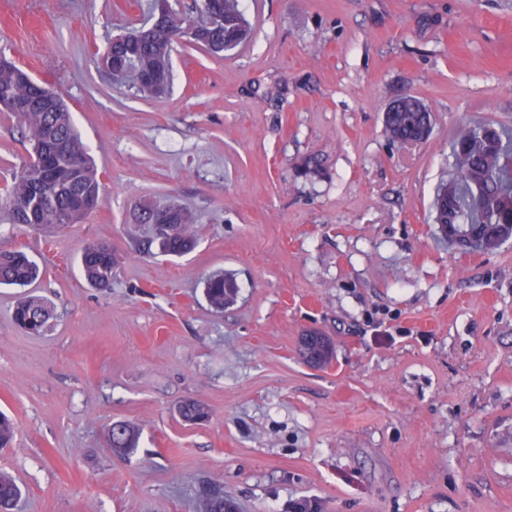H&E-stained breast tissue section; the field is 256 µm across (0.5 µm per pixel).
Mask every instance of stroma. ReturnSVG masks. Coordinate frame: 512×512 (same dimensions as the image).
Here are the masks:
<instances>
[{
  "instance_id": "1",
  "label": "stroma",
  "mask_w": 512,
  "mask_h": 512,
  "mask_svg": "<svg viewBox=\"0 0 512 512\" xmlns=\"http://www.w3.org/2000/svg\"><path fill=\"white\" fill-rule=\"evenodd\" d=\"M250 44L172 53L154 99L100 68L128 0H0V51L67 104L104 193L82 223L0 216L41 269L0 287V470L14 512H512V239L438 237L432 207L469 124L512 130V0H246ZM434 127L392 143L393 100ZM0 112V186L29 159ZM196 215L197 243L149 256L147 201ZM111 244L112 284L79 259ZM237 296L215 311L207 278ZM25 297L42 334L13 319ZM333 348L309 364L302 336ZM196 400L205 419L180 405ZM140 429L112 456L106 427ZM41 316L40 329L38 332H41L44 328L47 320L49 319V311L38 301L35 300H25L20 302L14 313V319L16 323L24 329L26 322L31 317ZM21 495V489L15 478L0 471V512H9Z\"/></svg>"
}]
</instances>
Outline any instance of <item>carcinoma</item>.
Listing matches in <instances>:
<instances>
[{
    "mask_svg": "<svg viewBox=\"0 0 512 512\" xmlns=\"http://www.w3.org/2000/svg\"><path fill=\"white\" fill-rule=\"evenodd\" d=\"M205 21L183 25L173 22L169 27L155 29L144 24L122 35L119 42L109 41V53L100 57L103 65L121 59L129 67L119 76L130 75L133 88L145 98L164 93L171 81V53L174 44L186 38L212 53L232 50L251 36V26L241 8V0H203ZM20 102L25 108L17 113L29 135L32 148L40 151V163H28L21 174L4 188L0 210L8 213L13 224H78L88 212H78L75 205L82 199L98 204L103 187L88 157L80 134L75 129L71 113L59 96L32 76L16 61L0 64V100ZM385 126L392 143H414L421 130H431V115L426 109L412 108L404 103L385 114ZM485 126H468L455 139L451 153L449 183L437 196L448 193L451 212L434 204L435 223L448 237L466 248L493 251L512 237V145L503 141L500 132L492 131V143L480 138ZM454 222L448 226V222ZM193 214L177 207L171 226L155 227L143 249H156L163 256L180 257L194 249L192 236ZM81 265L87 282L96 288H108L112 283L114 259L108 254L99 256L82 253ZM39 274L37 265L20 250H0V285L24 287ZM236 286L218 274L206 283V296L217 310L233 300ZM41 317L45 326L49 311L35 300L20 302L14 319L20 327L32 317ZM304 351L310 361L321 363L329 354V346L321 336L304 338ZM188 421L206 416L202 403L194 400L180 406ZM138 429L124 421L107 429L110 452L125 458L137 449ZM21 495L15 478L0 471V512H11Z\"/></svg>",
    "mask_w": 512,
    "mask_h": 512,
    "instance_id": "cac0c4a2",
    "label": "carcinoma"
}]
</instances>
